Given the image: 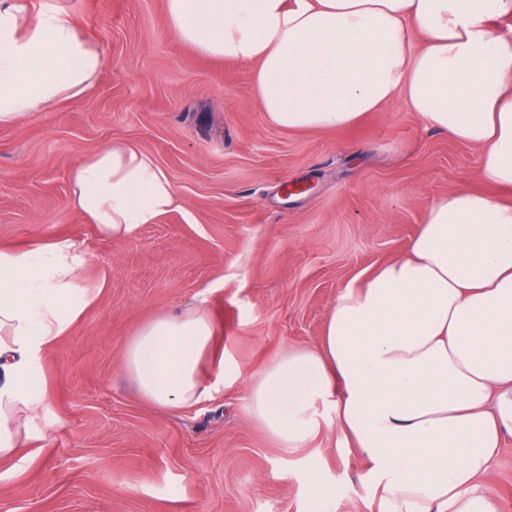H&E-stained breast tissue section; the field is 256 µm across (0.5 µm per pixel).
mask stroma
<instances>
[{"instance_id":"obj_1","label":"stroma","mask_w":512,"mask_h":512,"mask_svg":"<svg viewBox=\"0 0 512 512\" xmlns=\"http://www.w3.org/2000/svg\"><path fill=\"white\" fill-rule=\"evenodd\" d=\"M60 3L105 63L86 100L0 126V246L70 237L103 291L41 357L51 393L28 448L0 460V512H371L334 405L314 400V435L286 448L252 418L247 385L285 347H317L337 293L401 255L435 199L498 195L479 152L399 100L349 130L271 126L252 66L180 41L165 0ZM114 141L150 154L181 201L121 239L68 204L73 167ZM196 306L239 373L194 406L159 408L123 370L125 347L149 319ZM480 488L512 512V437Z\"/></svg>"}]
</instances>
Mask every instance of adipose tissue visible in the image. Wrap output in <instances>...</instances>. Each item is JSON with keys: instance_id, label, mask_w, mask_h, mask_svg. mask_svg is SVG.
<instances>
[{"instance_id": "1", "label": "adipose tissue", "mask_w": 512, "mask_h": 512, "mask_svg": "<svg viewBox=\"0 0 512 512\" xmlns=\"http://www.w3.org/2000/svg\"><path fill=\"white\" fill-rule=\"evenodd\" d=\"M512 0H166L170 30L201 55L252 64L272 126L334 131L402 98L427 125L481 152L483 178L512 192ZM104 64L57 0H0V126L86 98ZM70 204L108 238L176 204L167 172L115 141L70 174ZM69 238L0 248V458L18 455L48 394L38 359L101 294ZM122 366L161 408L199 403L204 368L224 376L218 328L201 307L158 316ZM336 406L368 467L377 512H498L479 481L512 436V203L476 190L432 202L404 254L350 283L315 349L254 374L247 399L277 442L313 435L312 398Z\"/></svg>"}]
</instances>
